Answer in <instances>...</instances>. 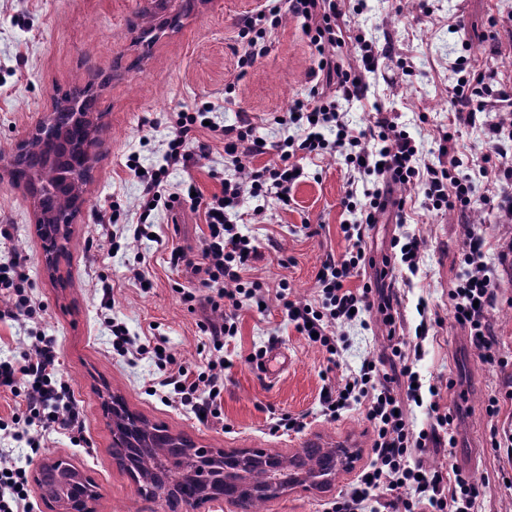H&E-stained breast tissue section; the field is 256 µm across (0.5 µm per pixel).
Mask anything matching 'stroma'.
<instances>
[{
	"label": "stroma",
	"instance_id": "1",
	"mask_svg": "<svg viewBox=\"0 0 512 512\" xmlns=\"http://www.w3.org/2000/svg\"><path fill=\"white\" fill-rule=\"evenodd\" d=\"M194 11L178 25L157 30L153 42L139 39L143 9L154 0H0V150L11 153L18 139L49 112L53 99L74 82L96 86V109L103 114L96 161L84 193L82 213L58 259L56 274L44 264L35 230L32 203L21 192L0 184V219L14 224L12 241H0V262L18 253L24 259L30 288L43 307L38 325L57 341L60 373L84 415L82 433H54L46 452L72 458L98 485V512H129L137 501L135 487L112 460V433L98 391L120 394L131 411L170 432L210 448H261L291 456L308 442L356 443L358 459L337 471L324 492L296 489L266 502L264 512H326L346 493L372 456L373 431L360 407L336 419L322 415L323 387L359 370L364 359L378 358L388 348V326L377 312L365 324L337 328L343 350L336 362L285 321L275 295L287 283L294 299L314 302L316 273L327 257H342L347 243L340 232L350 215L342 206L349 172L342 160H304L305 175L292 191L290 204L269 201L262 216L252 217L257 201L244 199L239 210L247 219L242 233L256 238L261 256L244 273L260 283L266 309L243 307L238 333L216 352L204 332L213 312L189 308L180 289L198 287L200 278L168 258L172 248L198 253L207 232L203 212L188 206H158L151 219L154 239L128 241L113 249L96 224L98 213L119 207V221H137L141 183L126 166L130 153L144 166L163 162L165 142L174 134L178 111L213 102L219 125L237 123L247 113L268 143L283 137L273 113L287 111L309 90L308 75L317 61L300 21L284 17L269 54L241 69L242 20L259 0H195ZM349 41L345 62L357 63L361 48L355 34L390 44L389 56L369 75L366 99L349 107L352 127L365 125L373 105L398 114L399 124L420 143L422 156L438 160L440 138L448 129V96L461 76L463 62H476L512 82V0H361L359 12H347ZM197 139L213 152L168 178L171 190L195 185L203 197L220 192L224 174V142L200 129ZM462 172L473 177L479 200L478 232L490 254L512 253V222L489 201L487 178L476 175L486 147L479 131L458 127L452 143ZM405 223L386 212L366 237L367 253L382 260L395 236L409 233L421 241L417 274L394 273L392 291L400 301L402 328L398 338L410 341L422 318L433 321L415 369L425 381H453V392L440 404L455 417L454 446L431 449L428 467L455 466L482 487L478 512H512V462L495 454L489 443L491 421L485 408L491 395L512 390V269H498L502 303L490 320L508 367L484 363L471 346L449 306L448 291L463 269L465 220L458 213L427 210L422 188H408ZM138 267L152 283L140 288L128 270ZM111 286L113 302L103 305V288ZM427 312H419V301ZM123 322L131 335L157 337L190 370L223 356L231 363L224 373L220 418L199 421L169 389H152L158 376L147 357L113 354L109 321ZM280 349L286 362L271 375L252 355L257 349ZM305 417L299 432L277 429L279 418Z\"/></svg>",
	"mask_w": 512,
	"mask_h": 512
}]
</instances>
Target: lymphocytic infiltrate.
Masks as SVG:
<instances>
[{
	"instance_id": "f902f5d3",
	"label": "lymphocytic infiltrate",
	"mask_w": 512,
	"mask_h": 512,
	"mask_svg": "<svg viewBox=\"0 0 512 512\" xmlns=\"http://www.w3.org/2000/svg\"><path fill=\"white\" fill-rule=\"evenodd\" d=\"M285 13L303 19L309 45L318 59L310 73L313 85L309 94L295 99L288 111L273 117L274 124L286 129V137L276 147H269L245 114L231 126L209 123V114L216 110L210 102L192 111L177 112V133L167 143L162 166L144 169L137 155L127 159V168L138 173L142 186L133 237L139 240L150 236L148 219L159 201L180 200V193L168 189L170 171L186 169L209 157L210 145L192 140V132L204 126L220 132L224 140L221 191L207 200L199 195L191 197L189 202L192 210H203L208 233L201 240L198 256L178 248L171 251L170 262L203 273L202 285L210 291L206 301L218 313L204 331L213 349L223 350L225 339L238 332L239 310L246 304L264 301L260 285L246 284L242 278L243 271L259 258L260 252L252 238L238 227L240 202L248 197L276 199L291 195L304 175V159L341 156L347 169L354 173L343 199L346 211L354 216L353 222L342 229L348 251L342 259L327 258L319 268L316 284L320 304L294 300L284 288L278 293L281 311L289 324L301 335L313 337L315 344L333 357L339 353L333 327L360 321L363 313L374 308L384 314L386 323L394 321L391 295L373 291L368 285H349L366 264L367 231L388 208L400 212L405 209L406 198L392 197V185L422 186L426 208L462 211L473 203V184L469 175L426 162L419 145L386 110L376 109L366 128L350 127L345 107L366 97L368 76L376 71L381 51L376 44L364 42L360 67H344L339 53L345 44L339 0H262L242 22L239 68L252 66L269 53ZM489 78L486 69L471 67L450 93L448 109L454 112L458 123L481 131L488 154L496 162L481 167L480 172L491 175L500 208L512 215V166L504 162L505 144L512 142V120L493 122L485 118L498 102L511 99L512 92L492 90ZM330 130L336 134L331 141L326 138ZM271 148L277 152L276 161L253 166V158ZM464 263L466 268L449 293L454 319L468 329L470 343L484 362L501 363L499 343L490 323V311L499 298L495 268L485 249V239L478 232H470L464 242ZM26 280L20 255L0 264V299L5 302L0 319L17 323L22 332L18 339L19 357L0 359V392L21 398L23 405L22 413L12 418V429L0 436L26 443L36 451L52 432H82L84 421L59 377L54 337L33 329L42 307L26 288ZM109 327L113 352L120 356L151 355L160 373V386L173 387L181 404L194 415L208 420L220 418L216 393L224 388V360L209 361L203 371L194 374L178 365L174 354L139 342L124 323L114 320ZM428 333V323H421L411 349L396 345L382 362L364 360L357 373L322 394L323 415L334 418L341 410L362 405L374 433L373 459L367 475L333 502L332 512H473L481 495L480 486L459 471L426 469L422 460L429 447L454 439V419L439 404L441 385L420 390V376L410 360L411 354L420 353ZM398 381L407 384L405 397H398L393 388ZM424 392L431 397L429 409L435 425L417 432L407 417V405ZM0 512H32L25 470L3 448Z\"/></svg>"
}]
</instances>
